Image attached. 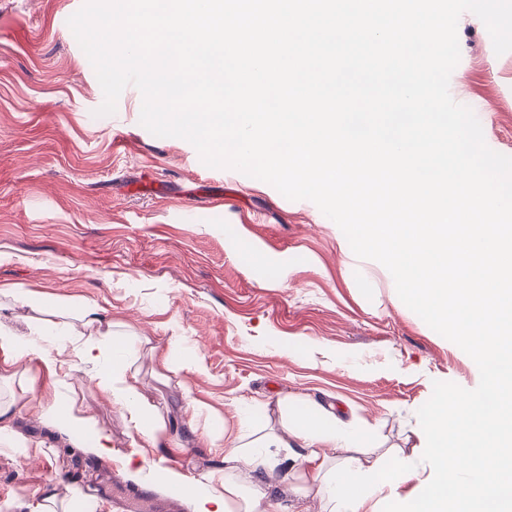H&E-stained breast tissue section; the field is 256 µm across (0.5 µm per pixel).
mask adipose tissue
<instances>
[{
    "instance_id": "ef3b65f1",
    "label": "adipose tissue",
    "mask_w": 512,
    "mask_h": 512,
    "mask_svg": "<svg viewBox=\"0 0 512 512\" xmlns=\"http://www.w3.org/2000/svg\"><path fill=\"white\" fill-rule=\"evenodd\" d=\"M41 295L36 288L0 284V351L11 364L35 358L53 372L67 354L98 365L100 385L128 413L134 430L150 447L171 446L167 421L140 395L130 371L139 337L121 332L120 322L94 301L69 305L63 312L64 319L78 323V334H71L62 321L40 316L31 317L26 329L16 328L9 310L18 302L35 306ZM106 345L115 358L104 366L100 351ZM210 445L223 449V469L202 472L189 483L180 473L169 474L172 488L186 494L192 512H288L291 495L317 500L320 512H379L385 487L410 478L405 470L384 468L385 454L377 448L366 449L361 459L335 457L337 449L357 447V439L344 432L333 412L304 400L289 403L283 433L251 441L218 434Z\"/></svg>"
}]
</instances>
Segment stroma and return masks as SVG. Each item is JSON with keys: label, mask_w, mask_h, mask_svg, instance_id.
I'll list each match as a JSON object with an SVG mask.
<instances>
[{"label": "stroma", "mask_w": 512, "mask_h": 512, "mask_svg": "<svg viewBox=\"0 0 512 512\" xmlns=\"http://www.w3.org/2000/svg\"><path fill=\"white\" fill-rule=\"evenodd\" d=\"M83 0H0V282L41 283L46 305L94 300L149 339L134 367L140 394L165 415L173 444L150 448V469L124 472L140 440L97 384L96 365L38 377L35 403L0 444V512H21L55 487L62 512H114L105 488L149 483L169 498L168 470L223 467L212 433L280 429L281 404L333 409L363 444L393 448L412 478L423 462L418 409L434 381L466 389L475 362L398 297L389 271L352 252L311 201H292L233 169L204 165L194 146L140 123L142 95L104 100L69 18ZM449 90L478 118L486 144L512 156V52L496 55L483 22L463 13ZM75 403L93 426L72 447L41 400ZM202 404L192 415V403ZM112 453L91 444L97 430Z\"/></svg>", "instance_id": "1"}]
</instances>
